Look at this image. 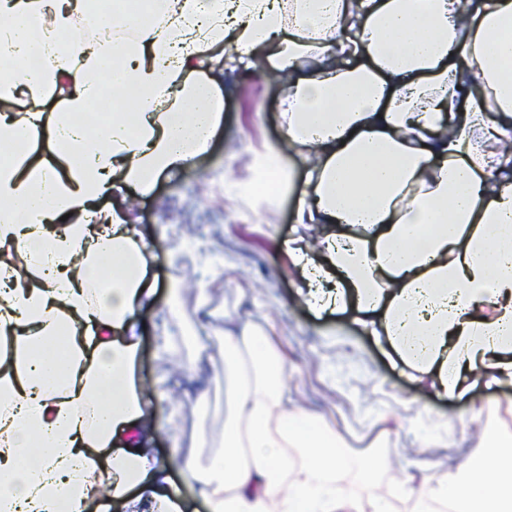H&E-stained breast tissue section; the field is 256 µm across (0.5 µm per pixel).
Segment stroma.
I'll return each instance as SVG.
<instances>
[{"label": "stroma", "mask_w": 512, "mask_h": 512, "mask_svg": "<svg viewBox=\"0 0 512 512\" xmlns=\"http://www.w3.org/2000/svg\"><path fill=\"white\" fill-rule=\"evenodd\" d=\"M283 94L260 71H225L222 123L207 150L163 174L150 195L125 190L136 203V231L154 244V303L136 312V381L164 425L154 453L164 462L174 456L193 463V470L172 473L182 496L192 499L196 471L224 446L231 396L224 334L253 326L288 370L289 407L315 416L345 454L341 494L414 512V497L402 490L406 474H447L481 449L486 428L512 435V382L496 384L479 371L467 396L434 395L408 376L383 337L364 330L355 305L321 314L308 308L286 250L288 241L318 231L295 222L300 159L281 156L294 173L283 193L250 191L268 146L281 139Z\"/></svg>", "instance_id": "stroma-1"}]
</instances>
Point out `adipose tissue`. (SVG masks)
<instances>
[{
	"instance_id": "adipose-tissue-1",
	"label": "adipose tissue",
	"mask_w": 512,
	"mask_h": 512,
	"mask_svg": "<svg viewBox=\"0 0 512 512\" xmlns=\"http://www.w3.org/2000/svg\"><path fill=\"white\" fill-rule=\"evenodd\" d=\"M153 8L120 39L83 33L86 0H0V512H182L137 389L150 250L123 189L205 150L226 68L290 77L277 150L308 164L296 221L319 247L288 249L308 303L356 302L437 393L512 377V0ZM105 91L117 109L77 126ZM63 328L61 362L41 346ZM224 377V447L196 479L208 512H384L338 494L336 439L289 409L262 333L225 334ZM483 442L417 512H512V437Z\"/></svg>"
}]
</instances>
